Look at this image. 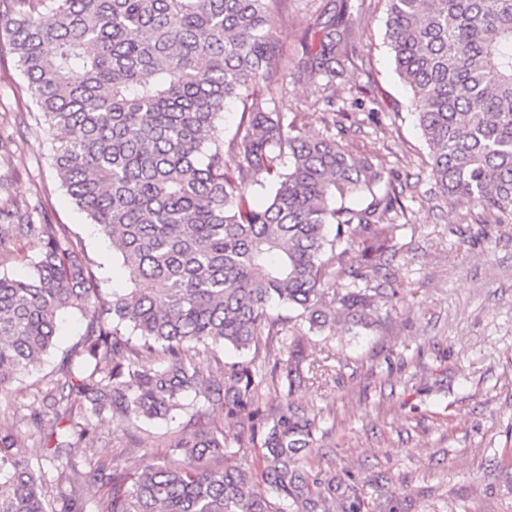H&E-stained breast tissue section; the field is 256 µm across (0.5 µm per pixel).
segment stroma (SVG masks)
Listing matches in <instances>:
<instances>
[{
  "instance_id": "stroma-1",
  "label": "stroma",
  "mask_w": 512,
  "mask_h": 512,
  "mask_svg": "<svg viewBox=\"0 0 512 512\" xmlns=\"http://www.w3.org/2000/svg\"><path fill=\"white\" fill-rule=\"evenodd\" d=\"M327 0H289L275 38L288 51L289 77L265 88L306 133L332 136L355 158L401 182L405 218L396 257L381 280L399 288L383 305L378 326L355 336L343 329L312 335L313 374L292 400L320 416L304 468L319 476L352 477L366 512H512V215L480 224L463 200L444 196L430 176V150L409 108L385 39L384 0H361L351 43L355 63L333 84L296 77L300 39L315 30ZM348 113L329 127L316 107L324 95ZM0 134L13 155L0 165L19 199L45 197L56 223L69 225L82 258L101 279L100 303L125 287L109 241L61 188L50 165L52 143L13 60L0 62ZM67 323L53 352L14 381L0 401V426L19 442L30 429L15 409L32 402L54 377L62 352L79 339ZM176 420L142 423L137 443L128 426L104 419L96 454L135 466L144 453L180 465L169 439Z\"/></svg>"
}]
</instances>
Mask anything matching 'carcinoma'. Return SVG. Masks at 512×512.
I'll list each match as a JSON object with an SVG mask.
<instances>
[{"label":"carcinoma","mask_w":512,"mask_h":512,"mask_svg":"<svg viewBox=\"0 0 512 512\" xmlns=\"http://www.w3.org/2000/svg\"><path fill=\"white\" fill-rule=\"evenodd\" d=\"M386 2L436 187L478 207L482 224L512 213V0ZM287 11L288 0H0V52L47 125L60 184L128 275L99 304L67 225L0 178V395L49 353L67 312L85 320L58 378L16 413L32 444L0 431V512H86L88 486L106 494L105 512H364L356 486L303 469L315 419L290 402L267 422L253 360L218 377L197 363L218 347L259 351L288 323L273 305L285 307L308 325L282 344L283 375L270 372L290 398L306 336L369 329L380 298L397 295L375 283L404 214L396 180L301 132L264 96L284 78L272 26ZM350 25L333 15L318 43L303 37L309 79L330 85L353 57ZM232 99L242 111L227 140ZM189 398L246 417L250 439L262 436L256 461L228 463L224 430L200 409L170 441L180 467L147 455L130 472L96 457L103 417L172 419Z\"/></svg>","instance_id":"carcinoma-1"}]
</instances>
